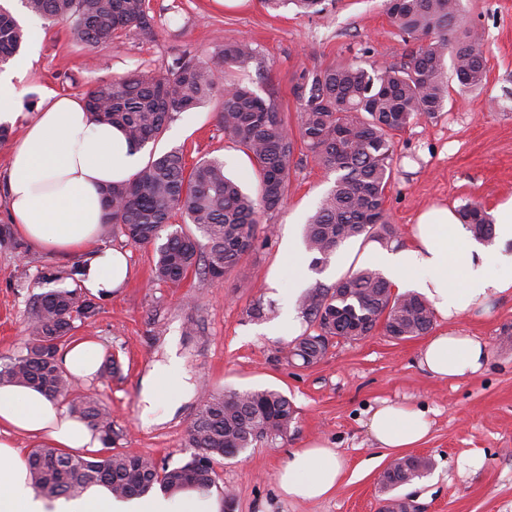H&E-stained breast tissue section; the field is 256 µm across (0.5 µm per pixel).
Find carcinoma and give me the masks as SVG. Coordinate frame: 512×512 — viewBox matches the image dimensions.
<instances>
[{
	"label": "carcinoma",
	"mask_w": 512,
	"mask_h": 512,
	"mask_svg": "<svg viewBox=\"0 0 512 512\" xmlns=\"http://www.w3.org/2000/svg\"><path fill=\"white\" fill-rule=\"evenodd\" d=\"M22 3L49 24L64 25L74 40L90 47L132 30L145 40L155 36L150 0ZM323 3L264 0L269 9L292 4L302 14L321 12ZM386 10L405 42L412 43L403 62L385 67L334 62L302 71L294 84L302 141L312 158L335 174L304 228L312 268L327 262L347 241L394 237L385 199L396 136L418 117L434 119L444 110L449 80L470 89L485 77L481 34L458 25L462 0H399ZM24 40L22 27L0 4V68L17 55ZM218 55L222 69L180 56L157 73L134 71L100 81L85 98L97 118L121 128L129 142L144 145L156 141L176 117L222 91L219 123L250 159L258 179L256 196L225 174L222 160L203 159L188 169L178 148L150 156L131 179L112 184L106 192L103 232H118L134 245L164 239L157 248L154 278L171 286L191 273L220 280L239 267L257 238L260 213L285 200L295 164L294 137L274 100L234 76L253 63L262 64L257 48L248 42L226 43ZM178 217L189 229L169 231ZM458 219L475 239H494L493 221L481 205L461 206ZM298 308L309 330L291 341L287 358L305 366L322 360L338 336H367L380 328L404 340L427 334L434 324V311L423 296L393 292L387 279L371 268L351 271L330 286L307 289ZM97 313V303L75 289L48 291L31 312L25 354L0 365V384L29 385L61 400L102 435L104 447L89 455L48 446L29 450L24 463L37 493L79 496L97 483L122 497L156 487L171 493L204 491L214 483L217 460L287 437L296 410L283 393L267 388L208 390L185 437L184 447L194 449L189 460L160 467L151 457L112 452L116 432L110 413L97 397L76 392L57 358L75 323ZM431 467L426 457H403L382 473L381 491L389 493L419 479Z\"/></svg>",
	"instance_id": "obj_1"
}]
</instances>
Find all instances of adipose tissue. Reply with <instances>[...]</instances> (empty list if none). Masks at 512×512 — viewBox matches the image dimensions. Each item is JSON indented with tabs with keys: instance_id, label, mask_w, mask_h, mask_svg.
<instances>
[{
	"instance_id": "ef3b65f1",
	"label": "adipose tissue",
	"mask_w": 512,
	"mask_h": 512,
	"mask_svg": "<svg viewBox=\"0 0 512 512\" xmlns=\"http://www.w3.org/2000/svg\"><path fill=\"white\" fill-rule=\"evenodd\" d=\"M30 49L0 72V120L20 104L15 80L37 57L41 36L29 30ZM147 163V151L128 144L122 130L93 118L83 99L50 95L27 124L10 153L5 175L7 211L17 233L33 248L49 254L81 255V290L108 298L129 278L126 253L100 245L105 214L104 188L129 180ZM491 246L471 244L472 234L445 207L419 217L410 246L372 251L369 262L382 266L398 288L413 283L443 319L458 317L491 296L512 294V198L493 211ZM489 358L487 345L474 336L448 331L429 337L419 361L433 376L459 379L480 373ZM61 367L75 379L92 378L101 363L99 345L76 341L58 354ZM182 383L177 358L156 365L145 380L142 400L156 406ZM368 431L382 448H411L425 441L431 423L424 410L383 402L373 411ZM21 433L53 448L73 451L102 447L99 432L65 414L60 403L37 389L0 385V512H223L214 494L195 489L120 498L103 486L75 498L47 499L35 492L25 464L11 440ZM346 465L336 449L315 442L292 453L277 474L278 486L293 500L330 497L341 484Z\"/></svg>"
}]
</instances>
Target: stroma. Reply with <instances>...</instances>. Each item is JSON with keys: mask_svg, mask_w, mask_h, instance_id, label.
<instances>
[{"mask_svg": "<svg viewBox=\"0 0 512 512\" xmlns=\"http://www.w3.org/2000/svg\"><path fill=\"white\" fill-rule=\"evenodd\" d=\"M467 25L482 35L486 79L482 88L451 86L450 100L436 119L412 123L396 138L393 178L386 204L396 234L407 246L418 215L441 204L454 209L469 202L486 211L512 196V0H464ZM153 40L134 33L96 47L72 40L65 27L37 21L42 40L37 61L18 80L26 108L10 120L0 140V175L9 153L33 118L35 104L49 94L85 97L98 81L135 70L156 72L187 55L216 65L221 45L250 41L266 64L253 89L272 97L290 127H297L296 77L337 60L360 61L374 50L387 63L404 59L407 46L390 22L384 0H330L324 12L301 15L293 8L267 9L262 0H152ZM220 97L169 123L152 153L182 149L187 164L223 159L227 174L255 192L248 158L219 125ZM290 173L283 204L262 214L259 233L241 269L215 282L188 276L179 287L155 284V244L132 245L123 236L101 242L128 252L131 276L99 313L75 330L78 339L101 344L116 373L101 371L76 389L94 394L112 415L115 451L175 465L189 459L184 439L198 411L203 388L276 389L288 396L296 418L287 438L259 445L214 465L217 495L231 494L228 512H378L379 478L392 451L377 447L367 420L372 408L389 400L427 410L431 431L414 455L430 458L426 477L397 488L418 512H512V295L490 298L453 321L435 319L433 333L456 329L484 341L490 359L483 372L458 380L431 376L418 363L423 337L398 341L383 331L351 342L341 340L317 364L287 362V341L261 334L262 320L250 310L262 303L280 312L297 274L282 256L285 238L301 241L303 228L333 177L318 166L303 143ZM75 260L31 248L18 235L0 244V362L24 351L33 301L63 286L76 288L68 273ZM176 352L186 388L153 411L140 399L153 365ZM313 440L337 448L349 469L362 475L343 481L329 498L304 502L283 496L276 475L291 453ZM480 450L479 470L463 462Z\"/></svg>", "mask_w": 512, "mask_h": 512, "instance_id": "stroma-1", "label": "stroma"}]
</instances>
